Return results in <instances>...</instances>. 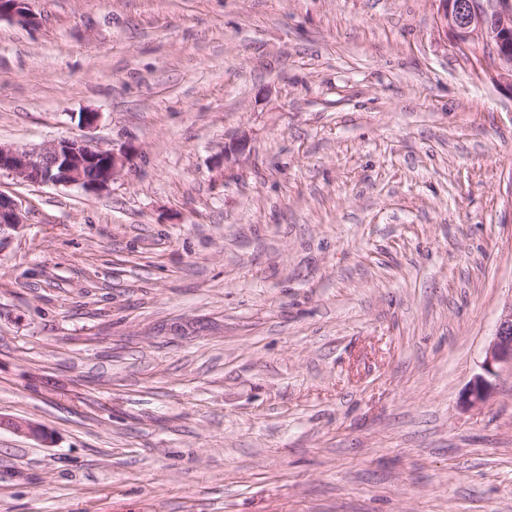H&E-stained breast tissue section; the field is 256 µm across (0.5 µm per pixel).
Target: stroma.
<instances>
[{
	"label": "stroma",
	"instance_id": "stroma-1",
	"mask_svg": "<svg viewBox=\"0 0 512 512\" xmlns=\"http://www.w3.org/2000/svg\"><path fill=\"white\" fill-rule=\"evenodd\" d=\"M31 6L0 144L136 154L0 174V512H512V367L461 403L512 302L492 47L434 0ZM130 154L105 149L87 138H62L38 149L0 144V172L37 185L106 190L129 163ZM23 214L18 203L0 193V236L6 230L19 229L24 224Z\"/></svg>",
	"mask_w": 512,
	"mask_h": 512
}]
</instances>
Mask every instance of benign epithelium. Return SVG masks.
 I'll use <instances>...</instances> for the list:
<instances>
[{
    "instance_id": "obj_1",
    "label": "benign epithelium",
    "mask_w": 512,
    "mask_h": 512,
    "mask_svg": "<svg viewBox=\"0 0 512 512\" xmlns=\"http://www.w3.org/2000/svg\"><path fill=\"white\" fill-rule=\"evenodd\" d=\"M436 2L442 34L462 49L480 40L494 44L499 63L492 78L512 87V0ZM3 15L28 26L37 22L30 0H0V17ZM129 161L127 151L105 149L87 138H62L38 149L0 144V172L7 171L37 185L78 186L100 192L109 187ZM23 224L18 203L0 193V233ZM505 364L512 367V304L502 311L485 350L483 373L470 382L462 404L473 407L485 403L493 390L492 377Z\"/></svg>"
}]
</instances>
